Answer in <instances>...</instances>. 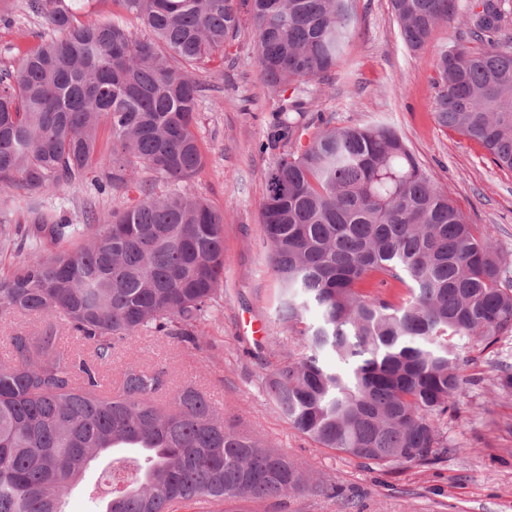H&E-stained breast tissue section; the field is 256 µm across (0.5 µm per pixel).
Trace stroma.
I'll use <instances>...</instances> for the list:
<instances>
[{
	"label": "stroma",
	"instance_id": "obj_1",
	"mask_svg": "<svg viewBox=\"0 0 512 512\" xmlns=\"http://www.w3.org/2000/svg\"><path fill=\"white\" fill-rule=\"evenodd\" d=\"M26 3L0 0V71L12 68L19 50L37 45L45 30ZM472 4L453 0L447 23L424 49L412 51L400 37L390 0H357V30L346 60L331 79L314 82L318 106L291 114L293 135L286 143L273 140L278 101L249 43L193 70L205 88L195 126L205 165L183 188L226 216L224 290L199 327L198 347L140 335L116 350L103 381L118 388L132 362L166 368L172 386L193 384L227 421L330 488L270 500L256 512H512V393L499 384L502 371H512V334L487 350L471 348L456 408L442 425L450 452L431 465L365 468L315 447L290 427L264 386L292 347L287 334L275 343L268 339L278 283L260 223L266 177L285 148L306 144L325 126H392L467 222L512 254V171L434 118L435 60L442 45L467 39L461 19Z\"/></svg>",
	"mask_w": 512,
	"mask_h": 512
}]
</instances>
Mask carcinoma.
I'll use <instances>...</instances> for the list:
<instances>
[{
	"mask_svg": "<svg viewBox=\"0 0 512 512\" xmlns=\"http://www.w3.org/2000/svg\"><path fill=\"white\" fill-rule=\"evenodd\" d=\"M28 0L48 31L0 72V193L90 184L83 224L23 199L0 213L31 258L0 279V309L53 318L8 336L0 364V512H64L87 462L115 442L146 445L112 489L106 512H219L319 490L288 457L235 426L192 385L156 398L166 372L134 363L119 390L99 373L116 346L144 333L196 344L224 285V214L188 192L101 213L144 167L174 183L204 166L194 127L204 87L189 73L224 58L244 25L262 79L289 112L314 111L309 83L340 67L356 29L355 0ZM417 51L452 0H390ZM133 17L149 31H132ZM501 4L467 15L477 36L500 28ZM434 117L512 170V49L455 41L435 62ZM109 126L111 146H99ZM110 169L107 181L90 177ZM261 223L279 283L277 324L297 351L267 377L288 423L319 448L366 466L433 463L448 454L441 421L460 386L459 344L488 348L512 333V259L467 222L448 192L388 125L321 130L270 168ZM397 284L396 299L361 288ZM317 317L305 318L310 309ZM89 347L63 348L55 319Z\"/></svg>",
	"mask_w": 512,
	"mask_h": 512,
	"instance_id": "obj_1",
	"label": "carcinoma"
}]
</instances>
